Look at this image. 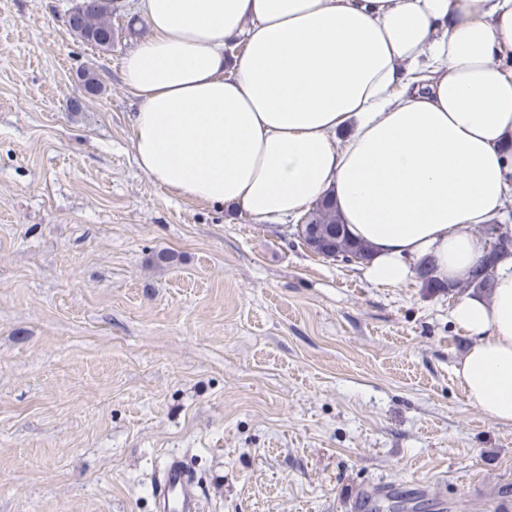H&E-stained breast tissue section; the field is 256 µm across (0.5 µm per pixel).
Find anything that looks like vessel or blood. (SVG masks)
Returning <instances> with one entry per match:
<instances>
[{
    "instance_id": "vessel-or-blood-1",
    "label": "vessel or blood",
    "mask_w": 512,
    "mask_h": 512,
    "mask_svg": "<svg viewBox=\"0 0 512 512\" xmlns=\"http://www.w3.org/2000/svg\"><path fill=\"white\" fill-rule=\"evenodd\" d=\"M155 512H204V502L195 475L179 458L169 459L153 484Z\"/></svg>"
}]
</instances>
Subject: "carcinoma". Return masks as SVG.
<instances>
[{
  "label": "carcinoma",
  "mask_w": 512,
  "mask_h": 512,
  "mask_svg": "<svg viewBox=\"0 0 512 512\" xmlns=\"http://www.w3.org/2000/svg\"><path fill=\"white\" fill-rule=\"evenodd\" d=\"M112 0H81L80 6L68 21L69 30L81 41L90 37H102L107 44L102 46L106 51L112 50L115 29L112 25ZM305 227L313 228V236L304 238V243L316 254L342 262L362 263L368 259L367 248L355 242L346 230L336 205L328 199L316 202L305 214ZM497 246L483 253L478 260L468 282L471 288L488 286L490 274L486 270L495 265L499 253L512 247V237L506 240L494 239ZM418 278L428 288L438 291H453L447 283L439 281L434 275V266L424 261L418 266Z\"/></svg>",
  "instance_id": "obj_1"
}]
</instances>
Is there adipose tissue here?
Returning <instances> with one entry per match:
<instances>
[{
  "label": "adipose tissue",
  "instance_id": "ef3b65f1",
  "mask_svg": "<svg viewBox=\"0 0 512 512\" xmlns=\"http://www.w3.org/2000/svg\"><path fill=\"white\" fill-rule=\"evenodd\" d=\"M149 37L122 60L140 170L254 222L330 196L396 288L421 260L466 283L479 230L512 235V0H139ZM245 49L229 59L230 44ZM348 130L345 140L335 133ZM467 401L512 425V253L460 294Z\"/></svg>",
  "mask_w": 512,
  "mask_h": 512
}]
</instances>
